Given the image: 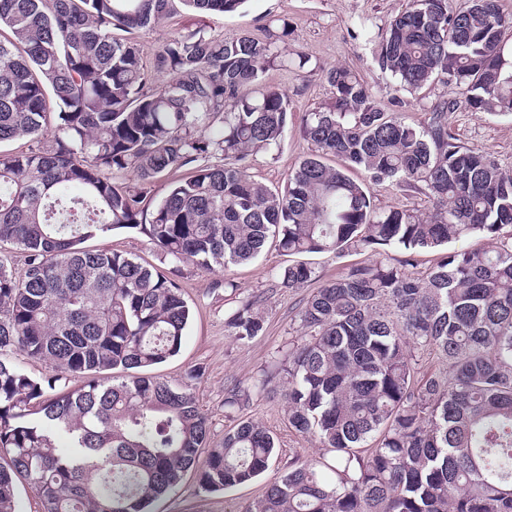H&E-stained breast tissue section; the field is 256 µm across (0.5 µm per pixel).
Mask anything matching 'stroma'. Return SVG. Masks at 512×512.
<instances>
[{
  "mask_svg": "<svg viewBox=\"0 0 512 512\" xmlns=\"http://www.w3.org/2000/svg\"><path fill=\"white\" fill-rule=\"evenodd\" d=\"M408 0H246L241 9L224 15L203 16L185 6L160 26L132 32L145 60H152L160 41L171 32L202 28L233 37L250 33L260 37L270 20H286L291 34L279 44L281 54L310 57L314 71L275 67L266 74L270 85L284 91L290 100L288 126L277 157L259 154L248 165L256 178L268 185L281 184L286 174L311 151L299 127L305 112L329 102L332 89L324 70L347 67L372 89L377 102L389 112L401 113L407 121L420 123L432 106L442 100L456 101L448 123L462 143L484 149L505 167L512 168V117L477 112L469 107L460 89L440 77L422 92L410 94L382 79L377 52L379 36ZM88 247L107 249L135 257L141 263L170 275L182 290L192 318L185 330L179 353L151 368V375L175 387L190 386L209 418L208 442L220 444L225 432L239 420H252L269 429L278 439L273 466L252 481L221 491L200 488L194 474H186L170 494L152 505L153 512H237L239 506L260 498L267 486L283 473L296 455L317 453L313 439L297 435L288 426L284 400L279 392L259 390L264 379L279 380L281 368L293 347L301 341L297 314L308 289L288 288L275 276L288 263L275 243H268L255 260L230 266L226 272L207 273L189 264L172 267L140 228H123L90 239ZM238 289L225 290V279ZM258 295L264 302L265 324L261 335L248 341L228 336L224 319L239 298ZM201 376L188 380L189 369ZM237 390L247 400L234 417L224 414V399Z\"/></svg>",
  "mask_w": 512,
  "mask_h": 512,
  "instance_id": "1",
  "label": "stroma"
}]
</instances>
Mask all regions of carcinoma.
<instances>
[{
  "instance_id": "1",
  "label": "carcinoma",
  "mask_w": 512,
  "mask_h": 512,
  "mask_svg": "<svg viewBox=\"0 0 512 512\" xmlns=\"http://www.w3.org/2000/svg\"><path fill=\"white\" fill-rule=\"evenodd\" d=\"M181 2L225 14L245 0ZM171 9L172 0H0L10 31L0 39V142L42 136L55 117L49 145L0 154V245L27 253L21 271L0 262V512H17L19 481L43 512H149L190 471L211 492L275 462L276 439L253 421L205 447L195 395L145 374L180 350L190 320L181 289L122 253L81 247L140 225L162 256L205 272L250 262L270 240L290 256L370 254L308 295L303 338L283 367L288 424L321 452L290 462L238 512H512V170L460 141L448 125L454 102L411 125L339 67L325 72L332 102L301 124L311 153L272 189L247 160L274 154L287 125V96L263 74L292 64L277 50L288 23L263 38L174 32L153 58L152 71L168 75L158 83L117 32L153 28ZM508 29L498 0L458 10L409 0L377 64L409 93L445 74L474 110L512 116ZM215 114L222 128L199 136ZM208 155L224 163L198 164ZM189 165L151 213L140 208L146 185ZM383 182L435 208L378 209L370 184ZM474 235L491 245L411 271L416 254ZM278 277L306 288L318 275L298 261ZM264 323L257 296L225 318L239 341ZM14 350L48 374L28 376ZM418 351L441 368L419 375ZM116 369L129 376L57 388L65 375Z\"/></svg>"
}]
</instances>
